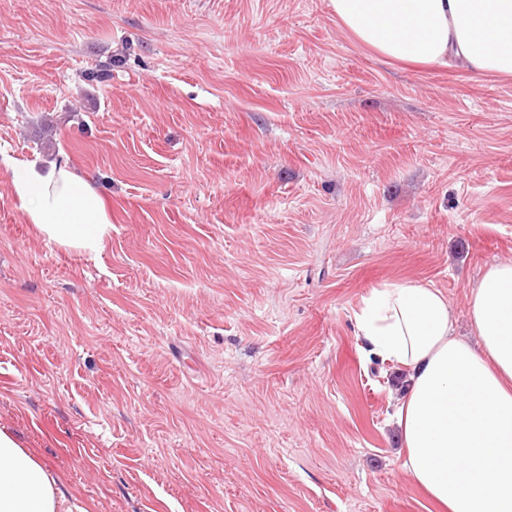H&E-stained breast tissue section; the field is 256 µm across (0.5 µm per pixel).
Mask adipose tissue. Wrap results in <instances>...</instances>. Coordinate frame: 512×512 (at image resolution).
<instances>
[{"mask_svg": "<svg viewBox=\"0 0 512 512\" xmlns=\"http://www.w3.org/2000/svg\"><path fill=\"white\" fill-rule=\"evenodd\" d=\"M340 25L383 59L458 63L512 76V0H331ZM15 198L47 243L99 253L112 221L68 162L12 158ZM467 301L476 338L455 333L444 293L385 282L354 314L365 351L402 366L395 419L403 469L446 512H512V262L487 266ZM0 512H87L61 478L0 427Z\"/></svg>", "mask_w": 512, "mask_h": 512, "instance_id": "obj_1", "label": "adipose tissue"}]
</instances>
